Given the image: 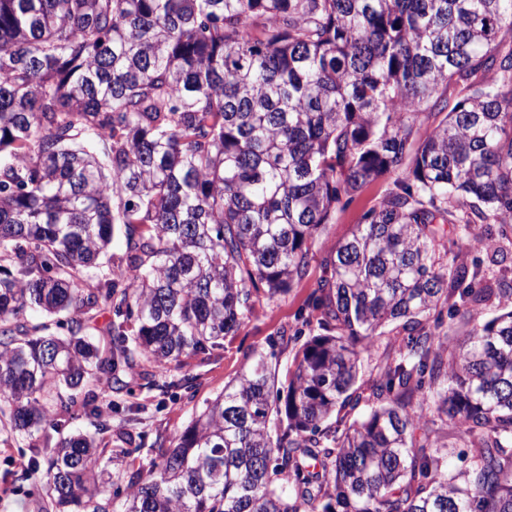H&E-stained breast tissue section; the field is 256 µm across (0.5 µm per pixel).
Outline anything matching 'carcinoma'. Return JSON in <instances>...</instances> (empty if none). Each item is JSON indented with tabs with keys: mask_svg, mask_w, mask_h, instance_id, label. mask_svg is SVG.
<instances>
[{
	"mask_svg": "<svg viewBox=\"0 0 512 512\" xmlns=\"http://www.w3.org/2000/svg\"><path fill=\"white\" fill-rule=\"evenodd\" d=\"M507 33L512 0H0V426L18 436L58 429L64 390L98 419L95 388L136 359L220 345L259 291L306 276L342 201L402 172L330 251L286 396L254 356L121 502L105 427L31 445L56 512H512V280L459 263L496 250L472 225L512 224ZM427 109L446 116L419 139ZM119 226L124 272L89 278ZM492 304L463 342L443 331V308ZM106 307L102 348L86 329ZM399 323H395L389 327L385 328V335L380 337L379 340V349L377 354L372 358H368L364 356L362 361V371L360 375V379L358 381V385H364L375 376L376 371L373 370V366L375 365V361L379 355H383L385 352L392 354L390 343L394 341L396 336H402L401 328L398 326ZM401 332V333H400Z\"/></svg>",
	"mask_w": 512,
	"mask_h": 512,
	"instance_id": "obj_1",
	"label": "carcinoma"
}]
</instances>
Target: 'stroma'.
I'll return each instance as SVG.
<instances>
[{
    "label": "stroma",
    "mask_w": 512,
    "mask_h": 512,
    "mask_svg": "<svg viewBox=\"0 0 512 512\" xmlns=\"http://www.w3.org/2000/svg\"><path fill=\"white\" fill-rule=\"evenodd\" d=\"M396 179L391 173L367 183L337 210L334 224L311 247L307 275L287 293L271 299L258 295L236 335L166 368L141 360L132 373L122 375L120 389L111 396L114 407L103 416L112 428L113 447L126 449L135 466L149 468L205 400L243 370L252 352H275L277 371L286 374L300 347L294 336L304 330L311 313L309 298L326 276L325 257L362 223L368 210L379 206ZM282 335L289 336V343L279 344ZM30 456L28 441L0 430V512H55L40 474L26 469Z\"/></svg>",
    "instance_id": "stroma-1"
}]
</instances>
